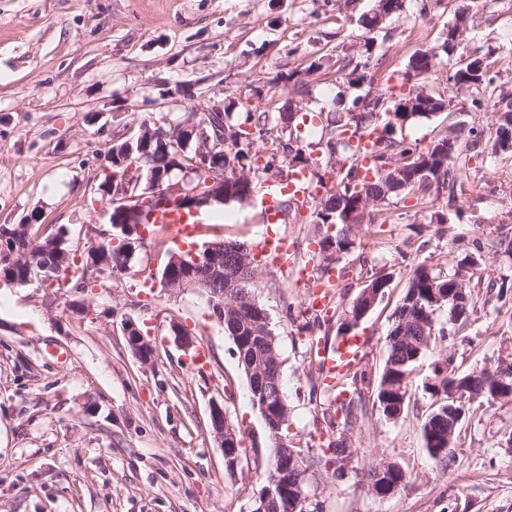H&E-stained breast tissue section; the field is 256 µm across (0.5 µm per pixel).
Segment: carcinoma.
<instances>
[{
    "instance_id": "carcinoma-1",
    "label": "carcinoma",
    "mask_w": 512,
    "mask_h": 512,
    "mask_svg": "<svg viewBox=\"0 0 512 512\" xmlns=\"http://www.w3.org/2000/svg\"><path fill=\"white\" fill-rule=\"evenodd\" d=\"M448 9L454 14V21L448 26L438 47L415 52L408 62V74L433 72L434 65L429 57H438V52L450 54L455 51L462 29L468 27L469 8L463 4L448 0ZM378 65L374 61L370 47L355 56L346 54L336 56L337 72L347 73L348 84L357 85L367 78L368 70ZM498 71L492 53L472 54L459 57L446 79L444 92L429 93L420 89L416 83L409 85L400 94L394 88L387 87L379 93V100H391L392 105L400 106L415 98L419 100L417 110L413 112H395L396 126L430 119L445 104L452 102V93L459 89L472 91L471 98L459 111L480 112L492 108L495 114V130L488 132L480 126H471L459 131L453 141L448 134L440 133L427 145L409 140L389 126L383 112L365 108L362 112H353L357 98L343 106L339 112H327L316 115L320 121L321 134L316 142L304 143L299 125L305 124V111L302 103L288 108L286 112L273 115L265 110H246L240 116L233 112H223L224 139L211 142V163L224 164L228 178L235 177L236 171H247L252 179H278L282 177L284 164L295 163L291 172L309 171V181L323 189L322 194L314 193L305 203H297L290 198L281 202L280 212L299 214L302 208L310 210L309 223L315 225L317 233L322 228L341 226L346 232L335 237L325 235L318 240L319 255L324 265L319 267L318 278L329 276L331 265L337 262L335 255L348 249L352 244L347 230L356 224H384L391 220L387 215V206L394 201L411 199L414 206L428 204L431 196L446 199L445 206L429 211V223H448V211L455 202L456 183L460 173L469 163L479 157L489 155L501 162L512 160V149L505 142L512 141V91H504L497 85ZM207 121L205 112H186L168 127L156 125L153 118L144 119L139 127L147 126L165 133L163 144H153L146 156L140 133L127 136L112 145L106 157L110 173L101 182V189L134 178L131 170L146 167L148 161H157L159 149L177 164V171H186L192 175L191 185L205 184L209 174L198 165V140L183 136L180 129L188 124L202 125ZM373 137L370 157L377 159L385 154L390 159L404 162V175L396 190L395 184L381 173L359 164L358 144L362 136ZM271 144L272 154L266 163L259 164L257 144ZM420 168H426L436 180L437 187L431 189L413 175ZM332 175L335 183L327 187L325 177ZM249 189L248 181H235L231 188L224 189V202L243 203L244 192ZM381 203V207L367 213L353 215L360 196ZM29 233L14 235V238L0 239V280L19 285L35 275V265L41 262L55 263L61 252H68L71 246L65 238V230L46 231L37 236L42 228L39 217L31 216L28 221ZM106 258V277L122 275L130 268L132 256L120 246L111 245V241L102 240L98 245ZM259 264L245 243L237 240L224 241V249L214 252L208 262L196 268V276L211 286V292L224 295V333L234 344L238 363L243 368L249 387L252 405L260 410L267 430L276 431L280 441L288 437V403L282 386V362L278 351L276 336L269 327L266 309L258 302L253 292ZM456 271L443 272L441 269L418 266L409 279L400 302L392 315V324L388 333L387 355L377 381H372L366 371L349 372L336 378L337 392L352 391L348 401L336 406V427H347L353 418L352 407L363 404L365 399L372 400L387 419L403 415L410 401L412 375L422 357L437 341L445 340L447 330L437 325L435 314L442 307H448V321H454L459 327L467 324L473 312L475 302L471 289H466V304L456 311L448 306V290L454 288L453 277ZM487 277L492 286L498 287L497 299H512V283L505 276H494V269L480 268L479 277ZM498 369L475 370L467 374H438L425 386V390L434 399V407L422 423V437L425 448L444 466L455 460V447L448 443H457L462 426H457L453 437H448V382L463 381L466 393L464 414H469L473 400L492 403L493 377ZM274 442L273 454L280 457L276 465L269 467L264 485L254 508L260 507V501L266 500V512H322L319 502L311 498L309 477L305 472L314 468H329L343 458L345 442H329L330 449L321 456H305L302 465L304 471L297 472L288 468V456L280 455L286 445ZM406 482V473L402 468H385L379 462L360 472L359 483L367 491L377 492L385 498L400 489Z\"/></svg>"
}]
</instances>
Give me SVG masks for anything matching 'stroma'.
Segmentation results:
<instances>
[{
	"mask_svg": "<svg viewBox=\"0 0 512 512\" xmlns=\"http://www.w3.org/2000/svg\"><path fill=\"white\" fill-rule=\"evenodd\" d=\"M470 24L462 51L501 59L499 84L512 90V0H466ZM374 0H0V224L66 227L78 246L84 227L103 222L98 190L104 158L143 118H174L219 106L231 111L283 109L292 100L309 111L341 109L346 81L333 58L372 42L381 67L377 88L401 86L408 61L436 46L453 21L443 0H406L401 14L377 31L358 19ZM322 63L316 76L311 63ZM306 74L305 83L288 81ZM458 92L454 113L406 125L404 136L428 143L448 124L491 126V112H466ZM457 217L427 223L407 213L385 224L354 228L331 276L334 315L300 331L309 290L295 266L315 268V227L307 216L271 224L263 191L246 204L202 208L194 241L257 246L272 233L285 239L294 267L258 254L254 289L267 310L283 360L290 408L288 445L317 453L343 438L353 456L343 477L317 470L310 490L323 512H512V401L481 404L465 422L456 460L442 469L427 453L421 424L432 410L423 390L438 367L456 373L512 360V302L501 303L486 281H472L477 300L467 328L428 352L413 375L404 414L385 419L375 407L344 432L329 427L336 396L320 390L325 376L317 349L342 339L345 312L366 281L390 274L386 296L357 326L358 367L379 375L392 313L414 269L450 268L474 240L484 258L512 279V257L497 252L512 232V162L471 163L461 175ZM165 228L138 246L130 270L93 294L39 284L0 283V512H252L273 441L247 392L234 345L205 293L143 287L158 277L169 253L180 252ZM134 321L156 347L140 364L123 326ZM180 324L194 340L173 342ZM205 352V366L194 362ZM220 403L241 430L235 472L224 468L210 428ZM390 461L407 473L396 494L381 499L359 486L356 471Z\"/></svg>",
	"mask_w": 512,
	"mask_h": 512,
	"instance_id": "obj_1",
	"label": "stroma"
}]
</instances>
